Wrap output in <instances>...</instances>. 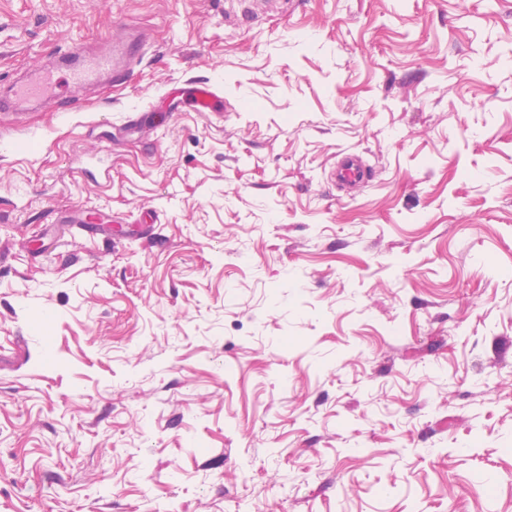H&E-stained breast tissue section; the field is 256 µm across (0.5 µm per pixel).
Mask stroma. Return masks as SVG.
<instances>
[{
	"instance_id": "35a3bbf8",
	"label": "stroma",
	"mask_w": 512,
	"mask_h": 512,
	"mask_svg": "<svg viewBox=\"0 0 512 512\" xmlns=\"http://www.w3.org/2000/svg\"><path fill=\"white\" fill-rule=\"evenodd\" d=\"M109 34L0 111V512H512V0H0V83ZM63 59L62 69L50 68L36 78L10 84L0 98V107L37 103L50 94L72 98L85 87L105 80L109 83L126 81L137 64L131 52L123 57L122 62L114 59L112 38L109 46L101 50H91L83 40L74 41L63 54ZM189 106L195 112H220L224 109V101L210 81H198L191 88ZM367 177V169L356 153L345 154L336 168L334 179L340 187H351L362 183Z\"/></svg>"
}]
</instances>
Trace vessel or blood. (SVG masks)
<instances>
[{"mask_svg":"<svg viewBox=\"0 0 512 512\" xmlns=\"http://www.w3.org/2000/svg\"><path fill=\"white\" fill-rule=\"evenodd\" d=\"M63 58L61 69L50 68L36 78L10 84L6 93L0 95V103L7 106L32 104L51 95L71 98L85 87L106 80L121 82L128 79L137 64L134 54H126L118 61L112 48L93 50L81 40L72 42ZM189 105L196 112H220L224 109L222 97L208 81L193 85ZM366 176L367 169L360 156L348 153L341 158L334 178L338 186L351 187L362 183Z\"/></svg>","mask_w":512,"mask_h":512,"instance_id":"vessel-or-blood-1","label":"vessel or blood"}]
</instances>
